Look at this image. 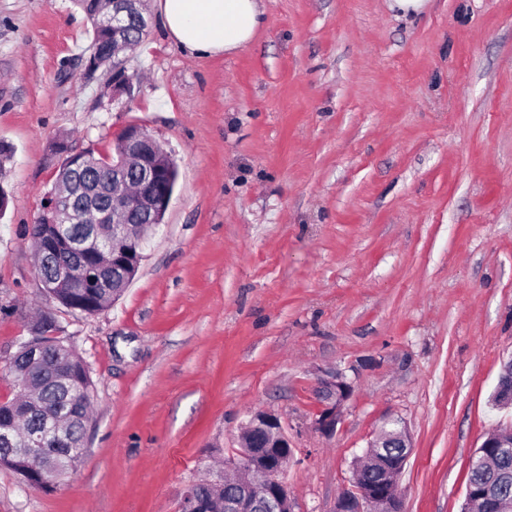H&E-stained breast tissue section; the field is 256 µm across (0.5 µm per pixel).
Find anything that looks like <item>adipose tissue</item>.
Here are the masks:
<instances>
[{
	"label": "adipose tissue",
	"mask_w": 512,
	"mask_h": 512,
	"mask_svg": "<svg viewBox=\"0 0 512 512\" xmlns=\"http://www.w3.org/2000/svg\"><path fill=\"white\" fill-rule=\"evenodd\" d=\"M160 14L168 36L196 56L244 48L264 25L261 0H160Z\"/></svg>",
	"instance_id": "1"
}]
</instances>
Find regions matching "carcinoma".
<instances>
[{
    "label": "carcinoma",
    "mask_w": 512,
    "mask_h": 512,
    "mask_svg": "<svg viewBox=\"0 0 512 512\" xmlns=\"http://www.w3.org/2000/svg\"><path fill=\"white\" fill-rule=\"evenodd\" d=\"M91 22L93 35L86 48L87 61L100 66L112 60V45L105 37L94 0H74ZM125 150L123 136L116 138L113 154L99 157L88 154L89 174L105 190L98 202L108 208L112 204V158ZM87 224H33L28 228L31 246L35 247L47 239L57 241L56 251L45 258L42 274L50 284L48 294L59 305L68 310L96 307L103 309L112 303V296L123 292L122 279H107L109 287L91 288L89 294H81L71 288L64 272L88 271L82 262L81 253L68 246V241L87 234ZM45 341L40 362L27 363L26 344H21L11 361L18 385L23 389L19 397L0 403V418L16 419L20 429L36 431L43 435V446L39 458L30 461L22 458L20 447L0 436V467L12 470L20 481L32 486H44L50 469L76 470L85 453L83 435L89 418V402L84 395L92 390V379L85 361L71 347L53 336ZM406 448H393L389 443L373 449L379 460L400 461L407 454ZM481 456L493 458L492 465L482 466L475 462L469 466L466 488L490 489L498 498L512 500V449L477 448ZM237 480L224 485L202 483L198 487L217 512H233L243 491L236 488Z\"/></svg>",
    "instance_id": "1"
}]
</instances>
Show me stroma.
Here are the masks:
<instances>
[{"instance_id":"stroma-1","label":"stroma","mask_w":512,"mask_h":512,"mask_svg":"<svg viewBox=\"0 0 512 512\" xmlns=\"http://www.w3.org/2000/svg\"><path fill=\"white\" fill-rule=\"evenodd\" d=\"M246 47L196 57L147 0L123 67L86 70L72 0H0V402L40 315L87 363L86 453L63 484L0 467V512H178L254 412L293 446L295 512H334L385 421L412 448L405 512H461L512 358V0H263ZM178 164L124 294L87 315L44 293L26 229L66 151L128 125ZM352 386L319 430L327 373Z\"/></svg>"}]
</instances>
